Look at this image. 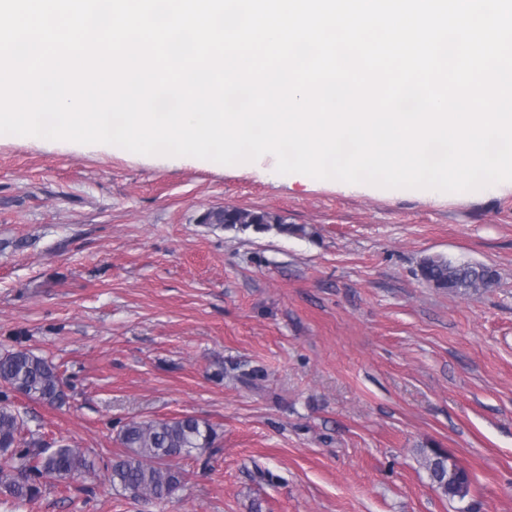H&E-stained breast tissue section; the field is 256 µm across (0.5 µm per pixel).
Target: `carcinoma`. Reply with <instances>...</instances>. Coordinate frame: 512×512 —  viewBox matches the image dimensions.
<instances>
[{
    "label": "carcinoma",
    "mask_w": 512,
    "mask_h": 512,
    "mask_svg": "<svg viewBox=\"0 0 512 512\" xmlns=\"http://www.w3.org/2000/svg\"><path fill=\"white\" fill-rule=\"evenodd\" d=\"M205 220L228 228H251L264 232L276 226L281 233H296L301 228L286 223L275 214L238 208L210 211ZM420 277L439 290L466 294L496 281V273L482 264H458L444 256L425 258L419 266ZM0 386L51 407L65 403V382L56 366L30 350L18 349L0 355ZM24 418L0 395V495L15 500L38 495L43 480L69 484L94 471L88 453L65 440L54 447H43L34 438L22 437ZM124 452L112 460L108 479L112 488L129 493L146 503L162 501L179 490L185 480L183 471L172 461L213 446L216 432L194 416L150 421H132L119 433ZM430 479L445 496L460 500L468 496L470 481L466 471L448 476L445 453L434 450L425 457Z\"/></svg>",
    "instance_id": "cac0c4a2"
}]
</instances>
